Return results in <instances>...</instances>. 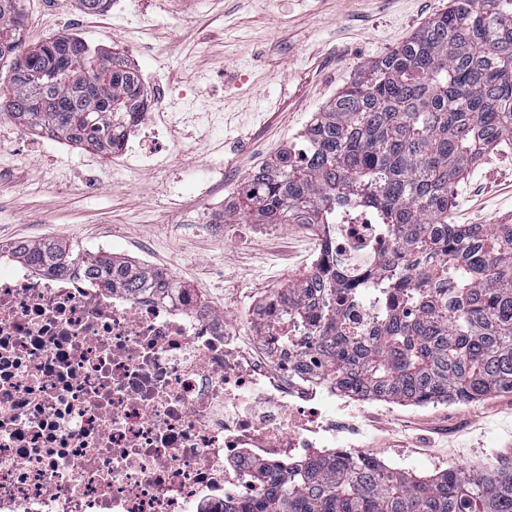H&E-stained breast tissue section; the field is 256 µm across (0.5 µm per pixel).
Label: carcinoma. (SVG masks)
Segmentation results:
<instances>
[{
    "label": "carcinoma",
    "mask_w": 512,
    "mask_h": 512,
    "mask_svg": "<svg viewBox=\"0 0 512 512\" xmlns=\"http://www.w3.org/2000/svg\"><path fill=\"white\" fill-rule=\"evenodd\" d=\"M82 57L59 79L63 53ZM10 90L0 115L23 130L110 154L145 112L124 53L69 35L30 45L22 0H0V61ZM49 101L31 111L35 98ZM252 171L224 223L308 224L343 208L374 211L404 254L377 249L376 287L389 297L376 334L343 335L336 294L370 277L343 275L326 250L315 269L273 292L283 312L330 355L336 389L392 403L478 401L512 393V224L448 223L449 193L489 149L512 148V0H450L395 50L367 63L303 134ZM9 253L35 269L85 274L130 294L182 288L146 266L73 255L52 241ZM263 497L224 512H512V470L450 469L419 477L357 456L325 454L288 467L259 464Z\"/></svg>",
    "instance_id": "carcinoma-1"
}]
</instances>
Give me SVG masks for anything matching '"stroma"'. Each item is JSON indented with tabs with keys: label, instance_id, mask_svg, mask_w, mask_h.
Here are the masks:
<instances>
[{
	"label": "stroma",
	"instance_id": "obj_1",
	"mask_svg": "<svg viewBox=\"0 0 512 512\" xmlns=\"http://www.w3.org/2000/svg\"><path fill=\"white\" fill-rule=\"evenodd\" d=\"M29 42L60 33L124 51L145 92L181 95L190 121L164 134L181 162L133 171L119 159L18 129L0 116V246L54 240L92 255L151 259L199 289L240 335L251 307L303 274L318 240L303 224L186 223L222 214L248 175L287 145L302 147L315 112L363 66L397 48L448 0H25ZM452 224L512 222V150L487 153L452 187ZM342 435L383 463L428 476L451 468L512 470V393L475 402L370 405Z\"/></svg>",
	"mask_w": 512,
	"mask_h": 512
}]
</instances>
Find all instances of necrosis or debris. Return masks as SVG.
<instances>
[{
    "instance_id": "necrosis-or-debris-1",
    "label": "necrosis or debris",
    "mask_w": 512,
    "mask_h": 512,
    "mask_svg": "<svg viewBox=\"0 0 512 512\" xmlns=\"http://www.w3.org/2000/svg\"><path fill=\"white\" fill-rule=\"evenodd\" d=\"M383 234L348 211L325 240L346 275L373 261ZM362 289L342 308L347 335L376 329ZM241 338L183 290L131 295L76 272L0 265V512H224L257 498L255 464L353 448L339 396L303 328L275 299Z\"/></svg>"
}]
</instances>
